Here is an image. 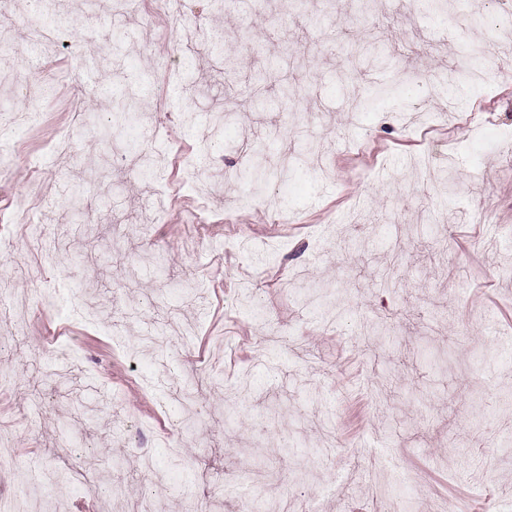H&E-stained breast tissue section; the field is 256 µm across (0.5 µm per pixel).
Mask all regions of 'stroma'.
<instances>
[{
    "mask_svg": "<svg viewBox=\"0 0 512 512\" xmlns=\"http://www.w3.org/2000/svg\"><path fill=\"white\" fill-rule=\"evenodd\" d=\"M205 3L172 16L158 0H47L68 22L37 69L29 6L6 4L0 106L37 119L0 129V242L15 272L0 433L16 448L0 494L72 512L105 475L122 493L98 486L92 512H267L284 497L298 512H381L380 471L430 512H512L502 33L476 24L482 0H448L443 16L409 0H224L205 15L224 33L218 55L185 33ZM476 48L481 84L459 69ZM19 74L30 99L13 93ZM287 85L307 99L286 103ZM124 98L141 108L136 152L107 113ZM65 130L70 150L54 151ZM258 141L272 163L288 158V181L245 178ZM142 151L156 161L147 178ZM189 165L205 189L184 182ZM32 216L43 241L20 233ZM240 236L251 253L235 249ZM378 318L372 354L360 325ZM56 340L79 359L54 363ZM190 374L202 424L172 434L198 460L191 472L161 445L173 416L146 388L172 392ZM287 446L322 462L298 468ZM41 467L72 478L16 484L17 470Z\"/></svg>",
    "mask_w": 512,
    "mask_h": 512,
    "instance_id": "stroma-1",
    "label": "stroma"
}]
</instances>
